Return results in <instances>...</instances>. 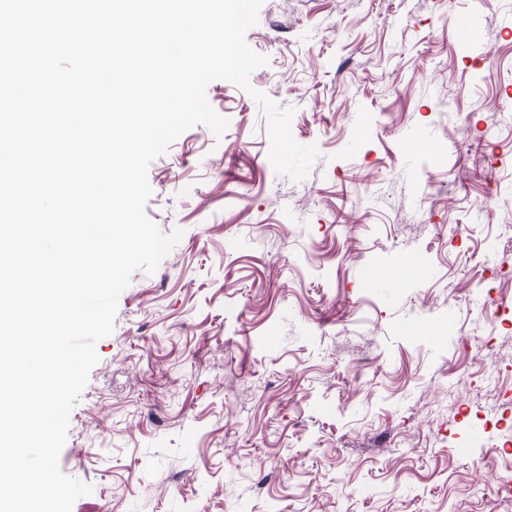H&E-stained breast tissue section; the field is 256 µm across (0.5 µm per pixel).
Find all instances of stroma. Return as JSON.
Here are the masks:
<instances>
[{
    "label": "stroma",
    "instance_id": "obj_1",
    "mask_svg": "<svg viewBox=\"0 0 512 512\" xmlns=\"http://www.w3.org/2000/svg\"><path fill=\"white\" fill-rule=\"evenodd\" d=\"M246 40L319 156L276 174L265 113L218 80L223 135L151 164L146 212L182 236L97 344L72 512H503L512 0H265Z\"/></svg>",
    "mask_w": 512,
    "mask_h": 512
}]
</instances>
